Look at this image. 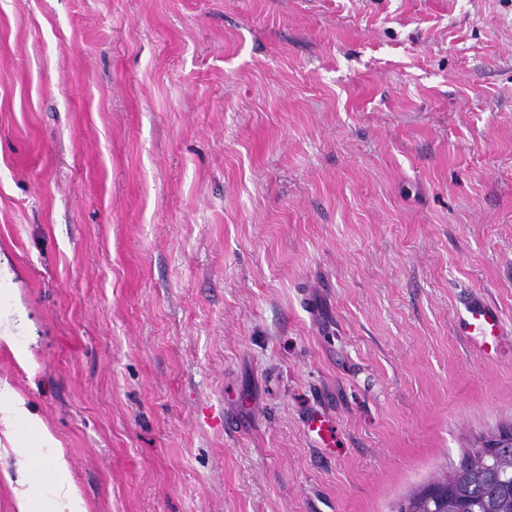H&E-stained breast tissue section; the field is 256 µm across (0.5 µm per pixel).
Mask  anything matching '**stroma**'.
<instances>
[{
  "label": "stroma",
  "instance_id": "stroma-1",
  "mask_svg": "<svg viewBox=\"0 0 512 512\" xmlns=\"http://www.w3.org/2000/svg\"><path fill=\"white\" fill-rule=\"evenodd\" d=\"M0 257L84 512H397L512 424V0H0ZM460 324L471 336L482 340L483 346L489 338H495L500 332V317L496 309L479 298L472 297L466 301L457 313Z\"/></svg>",
  "mask_w": 512,
  "mask_h": 512
}]
</instances>
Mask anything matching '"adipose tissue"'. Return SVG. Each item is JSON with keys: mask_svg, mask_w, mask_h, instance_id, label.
I'll return each mask as SVG.
<instances>
[{"mask_svg": "<svg viewBox=\"0 0 512 512\" xmlns=\"http://www.w3.org/2000/svg\"><path fill=\"white\" fill-rule=\"evenodd\" d=\"M26 423L35 433L44 450L46 462L59 478L51 488L47 501L35 496L29 478H22L15 491L16 512H80L81 499L75 486L65 478L67 461L62 449L56 448L48 431L26 406L23 398L8 385L0 386V425L12 429L17 423Z\"/></svg>", "mask_w": 512, "mask_h": 512, "instance_id": "adipose-tissue-1", "label": "adipose tissue"}]
</instances>
